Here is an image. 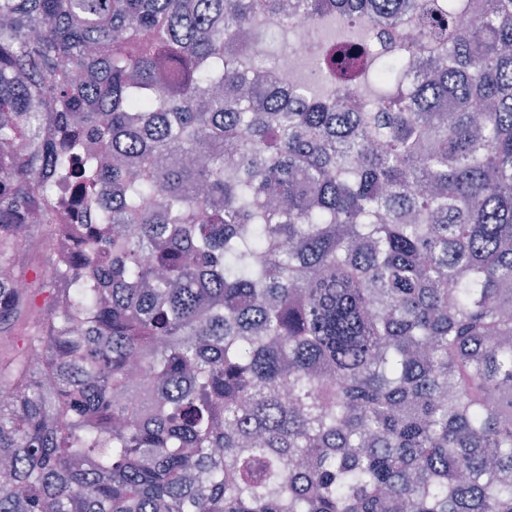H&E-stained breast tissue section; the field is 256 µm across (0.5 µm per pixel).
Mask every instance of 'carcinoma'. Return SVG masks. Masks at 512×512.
<instances>
[{
	"instance_id": "carcinoma-1",
	"label": "carcinoma",
	"mask_w": 512,
	"mask_h": 512,
	"mask_svg": "<svg viewBox=\"0 0 512 512\" xmlns=\"http://www.w3.org/2000/svg\"><path fill=\"white\" fill-rule=\"evenodd\" d=\"M469 2L413 90L383 28L297 105L258 22L425 0H0V512H512V0Z\"/></svg>"
}]
</instances>
